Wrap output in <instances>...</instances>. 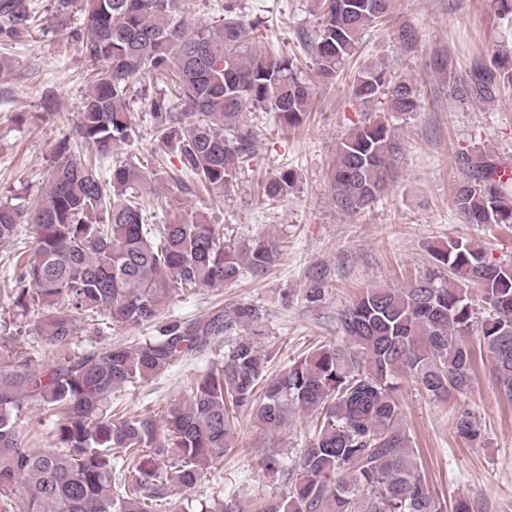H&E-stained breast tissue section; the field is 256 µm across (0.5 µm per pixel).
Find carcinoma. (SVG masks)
I'll return each mask as SVG.
<instances>
[{"instance_id":"1","label":"carcinoma","mask_w":512,"mask_h":512,"mask_svg":"<svg viewBox=\"0 0 512 512\" xmlns=\"http://www.w3.org/2000/svg\"><path fill=\"white\" fill-rule=\"evenodd\" d=\"M85 30L75 34L91 63L77 141L65 138L36 206L0 205V243L18 226H37L34 259L20 266L15 303L42 310L44 343L60 353L36 370L12 338L0 343V512H187V492L206 470L219 468L235 448L239 416L260 428L281 429L291 413L316 414L314 435L286 463L270 447L260 463L287 488L252 512H444L403 424L397 377L406 374L435 397L469 392L477 360L488 353L500 395L512 403V265L487 260L468 239L435 250L437 270L404 288L370 285L339 310L343 342H329L264 381L267 357L255 339L264 310L240 303L189 320L160 321L172 292L233 283L263 273L277 258L272 237L241 240L224 233L202 211L149 223L139 191L166 174H183L220 201L255 152L254 108L275 113L281 128L299 131L313 110L310 78L297 57L251 49L255 23L238 0H224V23L191 28L183 0H84ZM318 29L299 33L318 82L334 84L371 28L393 24L398 0H311ZM37 26L30 0H0V43H18ZM407 51L418 37L397 26ZM443 92L458 102H487L512 84V53L474 62L466 75L451 57H432ZM169 79L176 101L143 95V108L162 141L173 145L177 170L163 172L112 156L136 129L131 93L151 75ZM352 95L364 105L383 99L386 110L420 109L407 75L383 63L359 71ZM400 154L383 119L368 120L342 137L329 184L336 207L352 216L389 190ZM112 159L110 185L95 160ZM462 179L451 203L467 224H512V177L486 150L458 153ZM283 168L261 183L269 203L295 188ZM480 290L487 315L468 294ZM328 289L310 278L303 299L320 304ZM103 325L152 326L157 335L137 346L72 358L81 317ZM224 336V360L209 367L186 401L157 423L152 413L124 418L112 396L167 370L179 357ZM37 403L55 419L58 446H22L18 421ZM455 428L468 441L480 436L473 416L459 411ZM120 450L114 456L113 449Z\"/></svg>"}]
</instances>
